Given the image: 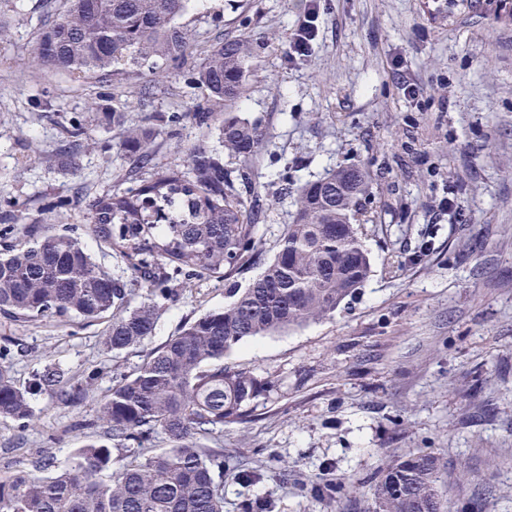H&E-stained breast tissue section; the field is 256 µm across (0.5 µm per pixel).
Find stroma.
I'll return each mask as SVG.
<instances>
[{"mask_svg": "<svg viewBox=\"0 0 512 512\" xmlns=\"http://www.w3.org/2000/svg\"><path fill=\"white\" fill-rule=\"evenodd\" d=\"M306 8L195 0L179 19L192 34L181 68L159 74L146 61L75 83L29 64L40 24L64 0H0V214L20 216L9 226L16 243L34 219L77 237L139 303L144 288L90 230L93 205L127 188L130 172L147 180L186 169L194 146L218 148L217 129L194 119L207 105L196 73L218 42L249 37L256 55L234 109L267 143L250 161L264 198L261 261L239 286L263 272L293 219L285 185L352 164L372 177L359 204L371 272L333 317L244 339L225 356L273 390L246 420L198 441L229 460L224 512L247 498L273 512H369L370 496L352 484L418 452L441 459L446 512H512V0H317V34L296 54ZM112 108L122 122L104 120ZM74 124L85 135L71 151ZM132 126L154 133L148 168L121 148ZM451 193L460 214L438 207ZM171 286L154 334L118 354L103 344V320L0 317V365L18 383L55 368L92 386L75 406L35 396L32 422L0 417V476L97 438V400L116 377L228 301L215 275ZM462 461L471 482L456 478ZM242 466L255 482L241 483Z\"/></svg>", "mask_w": 512, "mask_h": 512, "instance_id": "stroma-1", "label": "stroma"}]
</instances>
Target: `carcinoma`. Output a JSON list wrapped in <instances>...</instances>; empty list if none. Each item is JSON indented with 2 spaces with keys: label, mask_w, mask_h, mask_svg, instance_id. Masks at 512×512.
Listing matches in <instances>:
<instances>
[{
  "label": "carcinoma",
  "mask_w": 512,
  "mask_h": 512,
  "mask_svg": "<svg viewBox=\"0 0 512 512\" xmlns=\"http://www.w3.org/2000/svg\"><path fill=\"white\" fill-rule=\"evenodd\" d=\"M188 4L67 0L63 14L41 28L32 66L79 82L150 59L182 63L192 37L178 19ZM253 57L250 40H225L197 72L209 102L195 113L197 124L217 126L224 153L241 159V168H224V153L198 146L190 151L189 171L157 173L94 206L92 232L145 288L144 299L130 306L126 284L99 266L76 237L44 226L21 244H0V315L15 321L107 318L104 346L120 353L153 335L156 298L170 296L173 275L220 274L229 280L256 263L252 213L260 198L248 161L265 147L266 134L227 111L244 97ZM125 150L150 163V135L131 130ZM369 186L368 171L352 165L293 188L292 223L264 272L114 382L98 402L100 438L64 462L38 455L29 470L1 478L0 512H224V451L199 448L196 440L243 421L272 390L270 380L224 364V356L246 338L327 319L361 288L370 260L356 222ZM36 392L73 406L90 389L51 368L20 385L0 366L1 417L32 421ZM155 434L164 435L169 447L144 458H112V446H140ZM438 472L434 454H414L389 466L370 487L373 512H442Z\"/></svg>",
  "instance_id": "carcinoma-1"
}]
</instances>
